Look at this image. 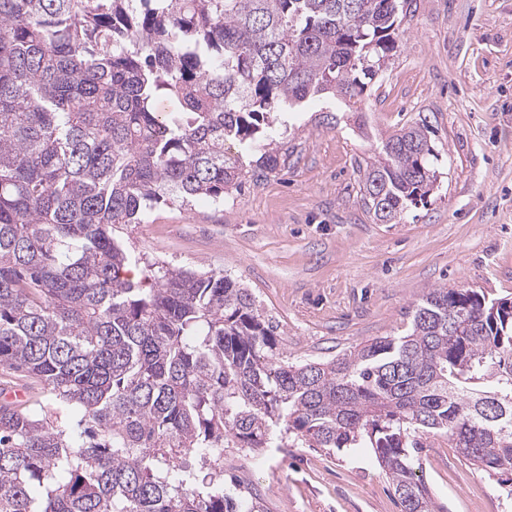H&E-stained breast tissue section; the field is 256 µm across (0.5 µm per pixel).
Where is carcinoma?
<instances>
[{"label":"carcinoma","mask_w":512,"mask_h":512,"mask_svg":"<svg viewBox=\"0 0 512 512\" xmlns=\"http://www.w3.org/2000/svg\"><path fill=\"white\" fill-rule=\"evenodd\" d=\"M407 0H0V512H240L224 442L369 448L402 512H431L421 439L512 474V300L431 288L407 330L290 363L250 289L144 262L114 231L276 170L225 148L273 141L274 114L349 109L384 72ZM180 111L164 119L155 99ZM425 127L359 166L380 224L426 201Z\"/></svg>","instance_id":"1"}]
</instances>
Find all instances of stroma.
I'll return each mask as SVG.
<instances>
[{
	"label": "stroma",
	"instance_id": "1",
	"mask_svg": "<svg viewBox=\"0 0 512 512\" xmlns=\"http://www.w3.org/2000/svg\"><path fill=\"white\" fill-rule=\"evenodd\" d=\"M282 119L284 166L220 206L156 207L122 233L132 257L243 283L294 363L401 333L431 288L512 299V0H409L358 111L316 100ZM415 123L429 130L437 187L399 223H376L357 165ZM255 454L229 440L224 474L265 512H401L371 449L265 448L257 470ZM417 458L434 512H512L496 478L448 436L424 439Z\"/></svg>",
	"mask_w": 512,
	"mask_h": 512
}]
</instances>
